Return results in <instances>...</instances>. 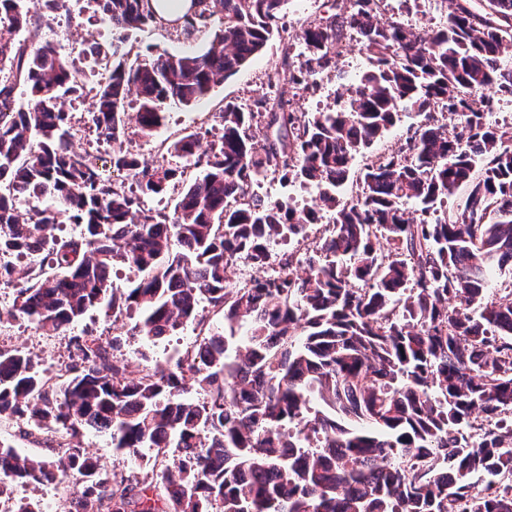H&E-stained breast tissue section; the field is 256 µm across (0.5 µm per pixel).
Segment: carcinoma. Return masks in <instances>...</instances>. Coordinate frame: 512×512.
<instances>
[{
	"label": "carcinoma",
	"instance_id": "obj_1",
	"mask_svg": "<svg viewBox=\"0 0 512 512\" xmlns=\"http://www.w3.org/2000/svg\"><path fill=\"white\" fill-rule=\"evenodd\" d=\"M95 2L116 36L95 47L106 78L90 122L129 191L73 142L65 98L80 96L83 71L54 43L20 39L68 0H0L7 315L60 335L119 300L134 319L127 335L154 345L204 324L206 303L224 327L132 380L114 355L119 337L108 348L86 332L69 337L57 385L29 354L0 350V419L58 434L55 457L0 442V497L34 482L72 486L68 512H512V292L488 293L490 279H512V126L488 120L496 97H512V0H487L484 13L434 0L450 12L430 31L382 20L379 0H349L294 34L281 27L289 0ZM143 26L212 41L200 54L132 60L125 32ZM348 36L371 64L348 98L314 113L260 100L259 148L254 113L231 105L204 166L194 132L167 144L173 165H143L125 147L132 95L149 136L168 104L203 98L271 39L282 43L278 76L307 85L336 68ZM413 111L424 120L397 149L353 170ZM437 112L457 118L453 132ZM191 165L203 170L188 179ZM279 172L315 185L319 203L232 205ZM353 173L361 189L346 202ZM174 183L171 212L144 208ZM26 194L51 203L23 214ZM323 208L332 225L308 256L274 259L271 242L304 237ZM63 217L82 233L53 234ZM241 259L271 273L236 286L227 272ZM117 267L137 285L118 286ZM193 389L203 401L186 398ZM84 430L109 433L147 467L177 454L154 483L118 477L76 443Z\"/></svg>",
	"mask_w": 512,
	"mask_h": 512
}]
</instances>
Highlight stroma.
<instances>
[{"label":"stroma","mask_w":512,"mask_h":512,"mask_svg":"<svg viewBox=\"0 0 512 512\" xmlns=\"http://www.w3.org/2000/svg\"><path fill=\"white\" fill-rule=\"evenodd\" d=\"M112 37L111 26L104 21L92 0H72L69 13L46 16L41 26L27 29L22 34L28 45L37 46L51 41L63 55H78L80 61L86 62L92 72L96 71L97 64L89 52L90 45L108 43ZM126 37L128 44L134 49L143 51L151 47L175 55L203 52L211 41L207 35L179 40L170 36L167 31L152 26L129 30ZM279 65L280 48L277 41L273 40L267 44L260 56L233 76L215 85L202 100L189 105L168 106L163 125L149 136L141 135L137 131L136 105L127 106L128 147L137 154L140 161L153 165L159 159L157 145L174 135L197 131L201 134V145L209 146L221 131L217 116L220 106L231 104L247 111L255 100L271 89L290 99L296 111H323L333 104L338 95L340 84L336 79L337 70L356 75L366 70L368 61L356 42H349L344 53L337 57L335 69L316 76L307 87L279 80ZM249 193L267 200L286 201L299 209L314 206L318 197V190L314 185H301L283 178L278 179L273 186L265 181L252 185ZM130 325L131 321L123 311L103 307L89 312L77 323L76 328L90 332L105 345L110 344L113 337H123L119 356L125 360L127 375L131 378L138 377L144 365L173 363L192 341L191 333L185 332L148 347L141 340L126 338L125 333ZM67 344V337L42 334L21 319L0 324V349H21L32 355L42 368L64 364L68 359ZM79 442L101 466L119 475L127 474L130 467L129 457L113 449L109 434L87 431L80 436Z\"/></svg>","instance_id":"1"}]
</instances>
